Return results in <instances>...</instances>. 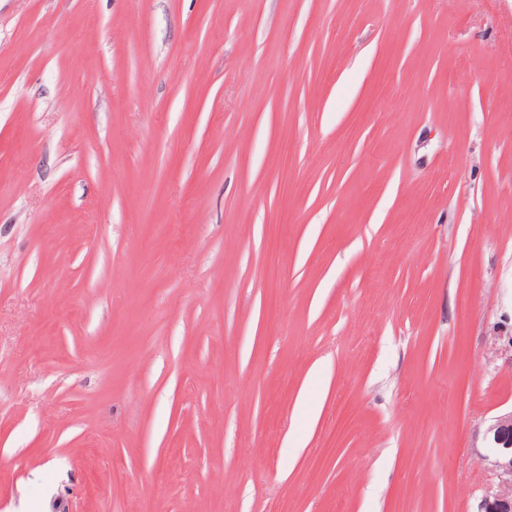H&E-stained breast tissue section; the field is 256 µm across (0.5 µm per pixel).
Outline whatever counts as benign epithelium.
<instances>
[{"label": "benign epithelium", "instance_id": "benign-epithelium-1", "mask_svg": "<svg viewBox=\"0 0 512 512\" xmlns=\"http://www.w3.org/2000/svg\"><path fill=\"white\" fill-rule=\"evenodd\" d=\"M486 438L499 489L483 498L480 512H512V410L496 416Z\"/></svg>", "mask_w": 512, "mask_h": 512}]
</instances>
